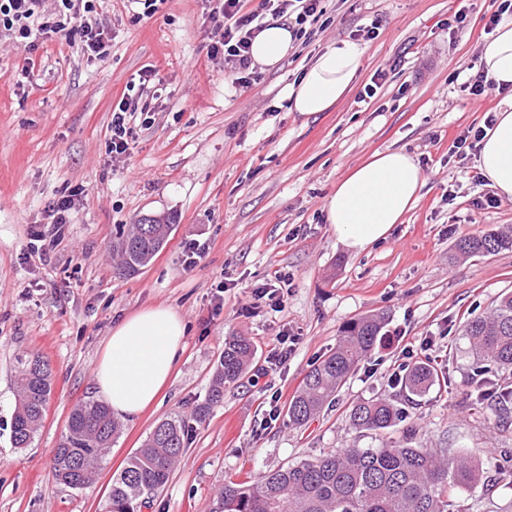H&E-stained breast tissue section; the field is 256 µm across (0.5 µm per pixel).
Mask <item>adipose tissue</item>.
Masks as SVG:
<instances>
[{"label": "adipose tissue", "mask_w": 512, "mask_h": 512, "mask_svg": "<svg viewBox=\"0 0 512 512\" xmlns=\"http://www.w3.org/2000/svg\"><path fill=\"white\" fill-rule=\"evenodd\" d=\"M294 47L287 24L266 23L251 46L254 64L278 68ZM363 48L350 41L327 46L303 75L285 86L282 101L304 117L329 110L357 79ZM480 64L497 87L512 91V15L503 16L480 46ZM479 143L476 167L498 197L512 201V94L498 106ZM424 185L414 158L402 150L373 153L336 182L323 205L338 241L359 253L386 240L403 223ZM186 327L171 307L159 305L127 316L113 327L94 369L95 391L116 417L137 420L172 377Z\"/></svg>", "instance_id": "1"}]
</instances>
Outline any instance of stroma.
<instances>
[{
    "label": "stroma",
    "instance_id": "35a3bbf8",
    "mask_svg": "<svg viewBox=\"0 0 512 512\" xmlns=\"http://www.w3.org/2000/svg\"><path fill=\"white\" fill-rule=\"evenodd\" d=\"M501 0H331L328 26L313 24L278 69L256 68L235 84L209 55L213 24L203 0H102L98 18L112 47L90 60L56 38L27 53L0 33V512H105L112 477L155 425L183 416L184 452L151 512H211L225 482L260 475L343 448H376L413 434L434 448H461L480 481L463 490L464 512H512V417L494 400L477 404L460 327L512 291V250L449 263L462 238L512 226V201L487 207L491 189L471 179L475 155L456 138L483 127L503 93L473 101L461 87L480 69L485 27ZM466 20L448 29L458 11ZM378 24L353 90L331 111L303 118L280 105L282 89L329 44ZM154 67L161 95L152 115L131 120L130 156L108 148L112 106L132 79ZM30 68L22 77V68ZM403 149L420 165L421 197L390 236L353 254L324 221L336 181L371 154ZM73 195L69 222L48 254L31 246L52 221L50 206ZM146 217L174 230L150 264L117 271L112 245ZM203 247L187 264L190 241ZM285 289L280 309L249 312L253 289ZM173 307L186 325L176 371L159 401L126 421L99 472L82 490L52 476L73 406L95 399L94 366L113 325L141 309ZM386 316V335L357 366L335 403L308 425H289L288 402L310 366L348 323ZM299 343L286 365L245 376L202 420L224 339L249 336L262 368L279 333ZM428 350H420L424 338ZM40 353L52 392L33 443L14 447L15 357ZM431 360L448 375L386 438L352 428L360 399L399 398L392 376Z\"/></svg>",
    "mask_w": 512,
    "mask_h": 512
}]
</instances>
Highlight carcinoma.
I'll list each match as a JSON object with an SVG mask.
<instances>
[{
	"label": "carcinoma",
	"mask_w": 512,
	"mask_h": 512,
	"mask_svg": "<svg viewBox=\"0 0 512 512\" xmlns=\"http://www.w3.org/2000/svg\"><path fill=\"white\" fill-rule=\"evenodd\" d=\"M174 225L155 221L134 224L121 235L113 251L121 259L119 271L132 276L161 250ZM512 248V228L468 236L455 245L465 257H483ZM384 327V317L370 314L348 323L336 347L314 363L288 402V422L302 426L320 414L360 360L370 354ZM472 356L473 376L489 381L490 367L512 370V293L499 297L487 312L467 319L461 328ZM255 358L254 345L245 336L225 340L224 353L213 373L199 416L223 403L224 386L239 383ZM16 410L11 426L14 447L27 448L41 427L52 389L49 364L37 352L16 358ZM445 371L417 361L404 369L400 392L405 406L383 397L360 400L351 406L349 420L361 432L383 434L409 416L408 408L441 383ZM121 424L103 402L77 403L65 434L54 450L53 479L74 490L89 486L104 462ZM185 422L176 414L156 424L112 478L108 512H140L166 486L184 450ZM478 464L467 453L427 448L408 438L379 448L328 451L297 464L259 476L246 474L224 484L213 512H449L458 491L476 485Z\"/></svg>",
	"instance_id": "cac0c4a2"
}]
</instances>
